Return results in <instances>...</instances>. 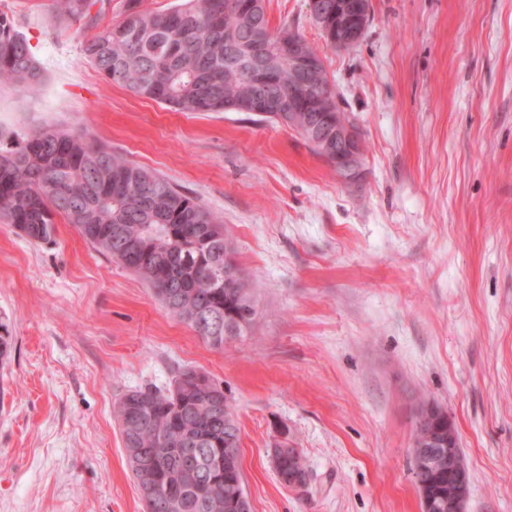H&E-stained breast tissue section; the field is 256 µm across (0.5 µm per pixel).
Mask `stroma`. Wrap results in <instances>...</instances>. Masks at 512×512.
<instances>
[{
  "instance_id": "1",
  "label": "stroma",
  "mask_w": 512,
  "mask_h": 512,
  "mask_svg": "<svg viewBox=\"0 0 512 512\" xmlns=\"http://www.w3.org/2000/svg\"><path fill=\"white\" fill-rule=\"evenodd\" d=\"M94 25L0 0L42 73L0 85V137L37 127L105 144L224 219L257 316L216 349L129 270L58 223L35 245L0 222V512H143L113 404L183 367L224 389L252 512H422L412 441L446 410L467 512H512V0H372L353 49L309 0H266L322 55L363 140L347 184L295 132L250 112L186 114L106 81ZM308 471L283 485L275 445Z\"/></svg>"
}]
</instances>
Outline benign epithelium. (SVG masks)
<instances>
[{
  "label": "benign epithelium",
  "instance_id": "7a95c632",
  "mask_svg": "<svg viewBox=\"0 0 512 512\" xmlns=\"http://www.w3.org/2000/svg\"><path fill=\"white\" fill-rule=\"evenodd\" d=\"M310 6L317 26L338 50L352 49L359 44L372 15L371 0H340L334 7L320 0H310ZM284 55L288 58V127L304 133L312 129L305 113H322L320 120L336 125V155L332 156V166L345 182H358L362 165L361 137L356 128L337 122L332 116V113L339 112V106L335 105L330 86L322 81L323 57L310 52L303 38L296 34L288 35ZM252 106L257 112H281L283 100L265 95L253 99ZM442 417L444 412L440 407L429 405L417 424L412 448L415 483L422 486L426 476L447 478L445 509L448 512H466L470 474L458 451L459 439L453 422H448L446 436L436 427L427 426V423ZM168 460L176 470L189 469L177 448L164 453L157 448H143L132 458V463L138 473L141 498L149 504L163 501L168 509L175 512L179 503L168 489L162 488V484L168 485L170 481L163 482L158 478L160 467Z\"/></svg>",
  "mask_w": 512,
  "mask_h": 512
}]
</instances>
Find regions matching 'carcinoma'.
Returning a JSON list of instances; mask_svg holds the SVG:
<instances>
[{
	"instance_id": "1",
	"label": "carcinoma",
	"mask_w": 512,
	"mask_h": 512,
	"mask_svg": "<svg viewBox=\"0 0 512 512\" xmlns=\"http://www.w3.org/2000/svg\"><path fill=\"white\" fill-rule=\"evenodd\" d=\"M63 16L91 17L97 0H52ZM292 29L270 27L262 4L180 0L166 12L128 0L124 18L94 36L85 53L97 71L133 95L177 112H238L255 95L288 91L278 44ZM41 72L13 16L0 11V83L33 93ZM94 249L148 283L168 310L208 344L222 349L256 316L254 288L235 261L223 220L168 180L85 137L36 130L0 139V220L29 242L55 241L57 220ZM125 456L135 448H181L195 469L175 482L181 512H236L229 497L244 490L242 468L224 472L226 439L240 447V428L224 427L234 408L206 374L181 368L165 388L123 395L114 406ZM286 485L306 484L300 453L288 449Z\"/></svg>"
}]
</instances>
